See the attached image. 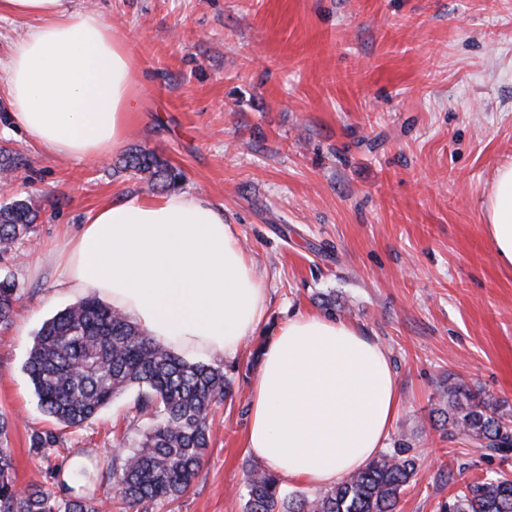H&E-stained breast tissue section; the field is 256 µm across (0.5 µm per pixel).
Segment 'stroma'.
Returning <instances> with one entry per match:
<instances>
[{
    "label": "stroma",
    "mask_w": 512,
    "mask_h": 512,
    "mask_svg": "<svg viewBox=\"0 0 512 512\" xmlns=\"http://www.w3.org/2000/svg\"><path fill=\"white\" fill-rule=\"evenodd\" d=\"M101 15L135 61L140 110L125 147L155 150L182 189L224 207L265 276V323L241 354L214 357L232 396L210 416V448L190 489L149 512H244L257 460L244 447L259 352L288 315L357 325L387 351L399 407L389 443L423 456L397 512H440L470 481L505 471L438 422L448 383L512 413V270L497 262L480 202L512 162V0H72ZM0 145L19 169L0 205L30 199V241L0 265L21 300L0 327V411L13 419L19 487L43 481L30 448L54 428L24 371L42 323L73 304L52 285L50 249L103 203L153 198L119 153L44 154L5 112ZM136 391L58 430L53 464L112 455L148 427Z\"/></svg>",
    "instance_id": "1"
}]
</instances>
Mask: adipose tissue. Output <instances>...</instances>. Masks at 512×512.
<instances>
[{
    "mask_svg": "<svg viewBox=\"0 0 512 512\" xmlns=\"http://www.w3.org/2000/svg\"><path fill=\"white\" fill-rule=\"evenodd\" d=\"M0 16L35 21L0 73L15 125L51 156L97 160L119 149L139 107L129 47L71 0H0ZM481 210L500 265L512 268V164L496 169ZM53 266L57 290L108 302L187 356H236L266 319L264 276L235 227L221 206L187 192L102 204ZM247 399L252 456L315 488L375 458L399 404L385 349L320 313L279 326Z\"/></svg>",
    "mask_w": 512,
    "mask_h": 512,
    "instance_id": "1",
    "label": "adipose tissue"
}]
</instances>
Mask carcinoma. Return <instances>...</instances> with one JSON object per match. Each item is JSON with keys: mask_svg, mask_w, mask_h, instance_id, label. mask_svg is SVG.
<instances>
[{"mask_svg": "<svg viewBox=\"0 0 512 512\" xmlns=\"http://www.w3.org/2000/svg\"><path fill=\"white\" fill-rule=\"evenodd\" d=\"M123 169L142 175L160 191L181 187L183 172L155 151L135 146ZM19 158L0 145V175L18 169ZM39 211L28 200L0 205V262L18 241L35 232ZM20 300L14 280L0 278V326L12 322ZM25 371L44 413L65 428L95 418L113 399L136 389L137 411L150 420L140 438L107 462L105 476L132 510L148 512L162 499L183 495L199 475L211 438V407L226 399L224 368L189 360L154 341L124 313L98 298H83L46 320L34 338ZM443 425L464 432L504 462L512 458V415L490 400L450 383ZM12 420L0 413V512H101L103 501L87 493L60 496L50 487L16 484L9 448ZM59 443L52 431L36 433L34 451ZM420 467L400 443L362 470L315 496L290 492L273 473L253 468L245 481L244 512H397ZM443 512H512V479L501 474L468 483Z\"/></svg>", "mask_w": 512, "mask_h": 512, "instance_id": "carcinoma-1", "label": "carcinoma"}]
</instances>
